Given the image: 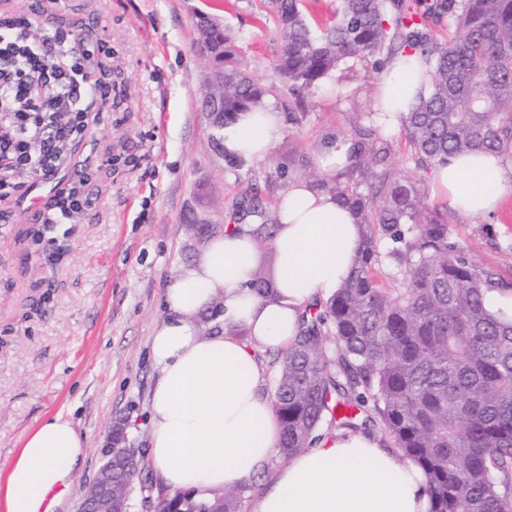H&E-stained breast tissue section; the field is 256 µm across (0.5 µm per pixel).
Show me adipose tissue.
<instances>
[{
	"label": "adipose tissue",
	"mask_w": 512,
	"mask_h": 512,
	"mask_svg": "<svg viewBox=\"0 0 512 512\" xmlns=\"http://www.w3.org/2000/svg\"><path fill=\"white\" fill-rule=\"evenodd\" d=\"M425 91L418 56H397L383 70L374 109L400 122ZM279 126L278 112L263 103L225 127L224 152L265 156ZM511 185L512 164L490 153L452 155L432 171L434 194L472 216L498 211ZM276 218L271 296L251 286L258 248L243 224L213 238L165 293L167 315L149 350L159 372L149 409L158 479L205 499L265 475L253 512H426L422 471L375 435L339 430L273 468L280 427L264 392L267 367L253 348L293 344L309 304L332 297L349 278L360 245L351 210L306 181L288 188ZM211 309L225 325L247 330L248 342L201 335L195 317ZM83 451L69 415L44 419L9 465L0 512H52L50 495L70 487Z\"/></svg>",
	"instance_id": "adipose-tissue-1"
}]
</instances>
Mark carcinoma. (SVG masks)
<instances>
[{
  "label": "carcinoma",
  "mask_w": 512,
  "mask_h": 512,
  "mask_svg": "<svg viewBox=\"0 0 512 512\" xmlns=\"http://www.w3.org/2000/svg\"><path fill=\"white\" fill-rule=\"evenodd\" d=\"M300 0H271L281 42L274 69L292 91L309 88L350 60L417 53L430 91L402 119L412 159L425 169L448 156L488 152L512 162V0H339L335 22L315 33ZM446 21L448 38L432 21ZM201 43L224 71V123L279 90L253 79L224 28ZM377 164L390 154L389 116L365 113ZM361 181L323 184L362 228L357 265L325 303L306 310L297 342L276 354L273 410L284 461L316 439L323 420L353 431L378 429L425 477L427 512H512V319L483 306L498 283L448 240L447 218L430 210L411 182L384 171ZM390 269V285L378 270ZM274 275L259 265L262 295ZM334 337L336 353L323 350ZM112 457V496L138 477ZM246 487L207 499L177 491L160 512H241Z\"/></svg>",
  "instance_id": "carcinoma-1"
}]
</instances>
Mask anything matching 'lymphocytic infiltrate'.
<instances>
[{"label": "lymphocytic infiltrate", "instance_id": "f902f5d3", "mask_svg": "<svg viewBox=\"0 0 512 512\" xmlns=\"http://www.w3.org/2000/svg\"><path fill=\"white\" fill-rule=\"evenodd\" d=\"M27 27L0 15V200L18 207L52 184L43 221L64 224L90 204L81 187L91 165H72L70 149L99 123L112 87L89 34L50 24L34 39ZM18 170L27 182H13Z\"/></svg>", "mask_w": 512, "mask_h": 512}]
</instances>
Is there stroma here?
Masks as SVG:
<instances>
[{
  "instance_id": "35a3bbf8",
  "label": "stroma",
  "mask_w": 512,
  "mask_h": 512,
  "mask_svg": "<svg viewBox=\"0 0 512 512\" xmlns=\"http://www.w3.org/2000/svg\"><path fill=\"white\" fill-rule=\"evenodd\" d=\"M39 35L50 22L75 30L97 21L112 52V94L91 142L86 192L93 204L72 223L43 226L40 207L0 203V482L23 439L57 412L85 441L84 463L55 512H77L105 461L114 425L138 448L147 482H134L130 512H146L164 487L149 463L148 408L158 371L148 356L162 297L182 266L228 224H248L253 199L276 208L290 183L322 185L323 143L364 146L374 106V63L349 62L331 81L272 104L282 125L263 158L232 160L222 131L203 112L207 68L198 14L224 23L249 75L274 81L280 50L269 0H59L43 14L6 0ZM387 168L426 190L446 213L449 240L476 265L512 280V187L499 211L467 216L430 196L431 174L411 158L403 127L391 130ZM206 221V236L195 226Z\"/></svg>"
}]
</instances>
